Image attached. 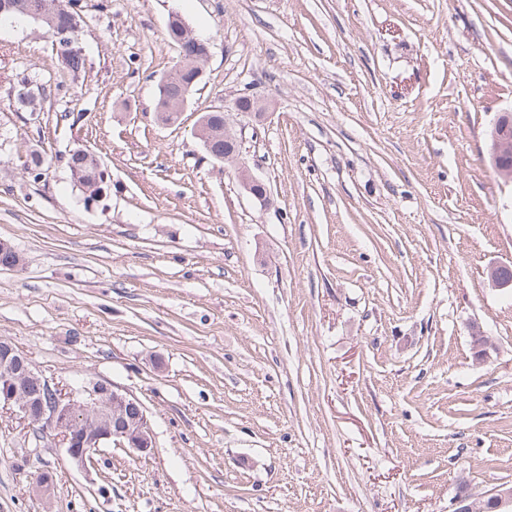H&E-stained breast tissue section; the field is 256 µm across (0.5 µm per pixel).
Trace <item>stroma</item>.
I'll use <instances>...</instances> for the list:
<instances>
[{"instance_id":"1","label":"stroma","mask_w":512,"mask_h":512,"mask_svg":"<svg viewBox=\"0 0 512 512\" xmlns=\"http://www.w3.org/2000/svg\"><path fill=\"white\" fill-rule=\"evenodd\" d=\"M84 72L0 25V337L140 400L155 444L87 468L0 410V512H448L512 486V0H81ZM181 15L209 42L175 124ZM42 85L17 111L18 78ZM252 90L263 208L194 133ZM96 153L89 205L66 158ZM45 173L25 171L31 153ZM490 340L479 353L475 337ZM52 470L43 499L31 480ZM185 68H183L174 77L165 79L162 78L157 84V98L155 101L154 112H156V119L158 120V113L169 114L164 120H169L170 113H173L169 109L171 103L176 102L185 93L189 96L193 94L198 85L199 78L195 68L191 67V60L186 61ZM512 111L498 115L491 131V159L493 165L503 172L505 180H512L510 160L505 161L504 156L509 150L512 141Z\"/></svg>"}]
</instances>
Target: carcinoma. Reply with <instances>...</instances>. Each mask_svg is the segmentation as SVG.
Wrapping results in <instances>:
<instances>
[{"mask_svg": "<svg viewBox=\"0 0 512 512\" xmlns=\"http://www.w3.org/2000/svg\"><path fill=\"white\" fill-rule=\"evenodd\" d=\"M4 1L15 6V9L9 13V18L26 22L30 20L28 13L39 10L43 5L46 6L50 15L53 16V23L44 24V28L53 37V46H55L58 58L61 59L68 72L73 75L85 71V55L80 51H73L69 40L56 38V30L58 29L79 31L83 28L84 20L80 0H0V3ZM166 31L169 41L180 48L186 58L200 57L208 50V43L204 40L196 43L185 39L184 22L177 16L168 20ZM198 83L197 71L189 64L185 65V68L174 77L160 80L157 84L154 112L171 113L169 105L186 93L193 94ZM18 84L22 87L30 86L35 96L26 101L17 99L15 103L27 112L33 111L30 104L41 101L45 89L26 78L18 81ZM67 165L71 171L79 175V182L85 190L86 199L100 201L108 186L104 179V171L97 166V160L84 153L83 148L76 147L69 153Z\"/></svg>", "mask_w": 512, "mask_h": 512, "instance_id": "1", "label": "carcinoma"}]
</instances>
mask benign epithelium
I'll list each match as a JSON object with an SVG mask.
<instances>
[{"label":"benign epithelium","mask_w":512,"mask_h":512,"mask_svg":"<svg viewBox=\"0 0 512 512\" xmlns=\"http://www.w3.org/2000/svg\"><path fill=\"white\" fill-rule=\"evenodd\" d=\"M268 118L264 99L250 95L246 101L234 97L224 105V141L221 161L237 167L244 190L261 204L269 201L266 182L240 162L245 131ZM491 159L512 180V163L504 160L512 145V113L498 115L491 131ZM1 263L5 270L23 265L20 252L9 242L0 240ZM492 283L498 288H512L509 268L498 265L490 269ZM0 408L15 413L35 432V439L52 434L60 439L69 463L84 468L100 448L115 444L139 453L154 447V435L142 403L117 386L95 379H85L62 394L45 377L30 357L12 341L0 338ZM33 486L45 497L54 491L49 471L38 473ZM490 502L497 512H512V487L502 486L476 497L459 494L451 501V512H476L477 501Z\"/></svg>","instance_id":"obj_1"}]
</instances>
